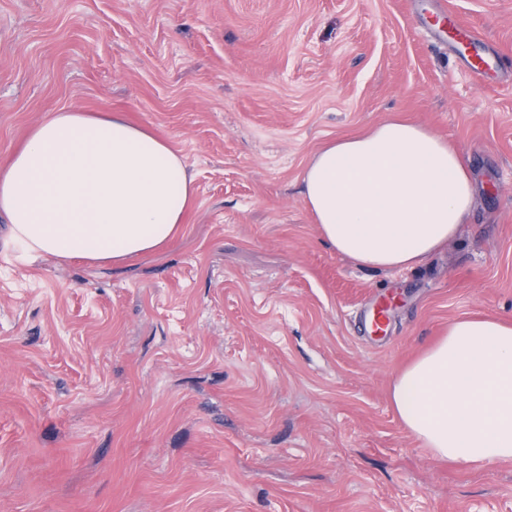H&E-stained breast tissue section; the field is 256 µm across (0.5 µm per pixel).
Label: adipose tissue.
I'll use <instances>...</instances> for the list:
<instances>
[{"label": "adipose tissue", "instance_id": "ef3b65f1", "mask_svg": "<svg viewBox=\"0 0 512 512\" xmlns=\"http://www.w3.org/2000/svg\"><path fill=\"white\" fill-rule=\"evenodd\" d=\"M303 202L323 241L375 271L411 269L455 239L474 195L460 150L389 120L329 143ZM195 198L183 156L123 113L47 114L0 165V214L30 259L117 265L170 242ZM404 428L440 458L512 460V323L463 318L394 378Z\"/></svg>", "mask_w": 512, "mask_h": 512}]
</instances>
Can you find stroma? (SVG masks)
<instances>
[{
  "mask_svg": "<svg viewBox=\"0 0 512 512\" xmlns=\"http://www.w3.org/2000/svg\"><path fill=\"white\" fill-rule=\"evenodd\" d=\"M73 107L166 138L196 198L118 267L0 259V512H512V461L437 459L391 403L452 321L512 322V0H0V163ZM393 116L457 146L475 197L421 266L374 271L300 190ZM448 27L454 32L452 38L456 44L465 51L482 42V36L478 31L474 30L472 26L461 23L454 16L448 15Z\"/></svg>",
  "mask_w": 512,
  "mask_h": 512,
  "instance_id": "obj_1",
  "label": "stroma"
}]
</instances>
